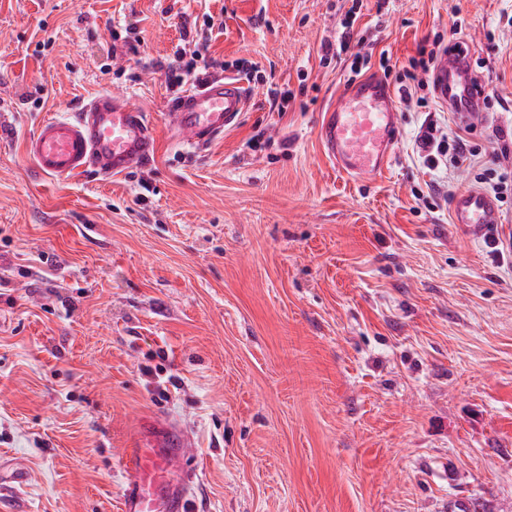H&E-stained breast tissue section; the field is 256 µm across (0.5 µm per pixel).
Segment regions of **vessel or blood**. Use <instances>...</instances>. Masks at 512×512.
Masks as SVG:
<instances>
[{"label":"vessel or blood","mask_w":512,"mask_h":512,"mask_svg":"<svg viewBox=\"0 0 512 512\" xmlns=\"http://www.w3.org/2000/svg\"><path fill=\"white\" fill-rule=\"evenodd\" d=\"M471 51L451 46L435 63L431 85L437 102L470 121L483 113L486 84L471 64ZM247 95L241 80L209 78L182 92L168 114L171 130L192 147L223 137L243 118ZM396 102L379 78L348 82L336 107L319 127L322 146L337 169L357 178L388 169L399 136ZM156 139L142 112L125 98L102 93L73 117L43 121L25 152L43 175L64 178L87 172L117 176L149 163ZM451 221L474 238L500 223L496 201L477 190L460 192L451 204ZM191 436L176 423L134 440L121 466L128 480L120 512H188V469L183 461Z\"/></svg>","instance_id":"1"}]
</instances>
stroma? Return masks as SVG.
Segmentation results:
<instances>
[{"instance_id": "1", "label": "stroma", "mask_w": 512, "mask_h": 512, "mask_svg": "<svg viewBox=\"0 0 512 512\" xmlns=\"http://www.w3.org/2000/svg\"><path fill=\"white\" fill-rule=\"evenodd\" d=\"M352 0H0V512H118L123 448L192 435L190 512H512V198L474 239L450 222L479 169L512 170V0H362L349 52L320 60ZM213 15L241 122L203 148L166 114L181 18ZM133 29L138 55L113 54ZM464 41L494 98L479 168L413 152L432 90L399 102L391 166L340 173L318 127L351 79ZM42 89L43 104L28 96ZM110 90L155 128L150 164L39 175L40 123ZM293 94L278 111L273 91ZM264 132L272 144L254 148Z\"/></svg>"}]
</instances>
